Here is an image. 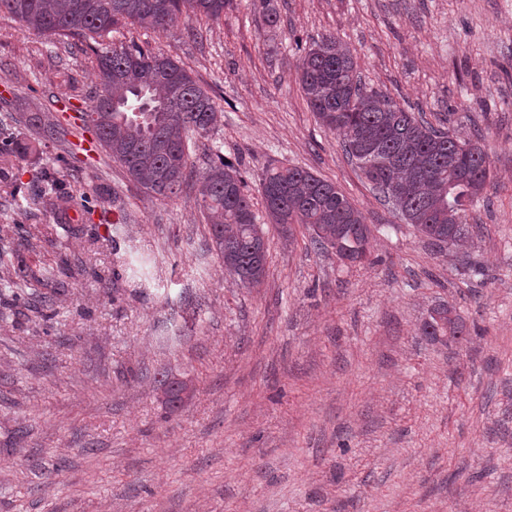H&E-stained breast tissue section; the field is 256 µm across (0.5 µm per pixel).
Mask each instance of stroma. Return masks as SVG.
I'll return each instance as SVG.
<instances>
[{
  "instance_id": "obj_1",
  "label": "stroma",
  "mask_w": 512,
  "mask_h": 512,
  "mask_svg": "<svg viewBox=\"0 0 512 512\" xmlns=\"http://www.w3.org/2000/svg\"><path fill=\"white\" fill-rule=\"evenodd\" d=\"M325 35L369 88L479 139L494 178L470 238L417 234L310 111L297 67ZM109 40L177 58L219 119L192 135L195 179L171 200L106 153L73 168L49 142L0 174L18 184L0 194V512H512V0H235L214 22ZM95 85L82 53L0 18V127L76 121ZM218 152L263 228L257 288L225 273L197 204ZM278 166L362 211L367 263L270 223L261 180ZM44 176L72 195L71 226L32 196ZM21 262L47 304L15 297ZM63 265L62 287L44 279ZM441 302L466 341L423 336ZM168 377L193 388L173 410Z\"/></svg>"
}]
</instances>
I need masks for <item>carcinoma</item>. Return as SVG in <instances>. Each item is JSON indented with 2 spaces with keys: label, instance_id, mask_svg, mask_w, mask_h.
I'll list each match as a JSON object with an SVG mask.
<instances>
[{
  "label": "carcinoma",
  "instance_id": "cac0c4a2",
  "mask_svg": "<svg viewBox=\"0 0 512 512\" xmlns=\"http://www.w3.org/2000/svg\"><path fill=\"white\" fill-rule=\"evenodd\" d=\"M233 0H0V17L76 47L89 55L97 85L81 124L64 126L46 112H29L32 141L0 147V170L34 143L82 138L92 130L112 161L146 193L167 200L192 178L187 135H205L215 126L212 97L170 55L132 43L112 46L105 38L119 24L163 31L187 11L217 20ZM298 80L308 107L320 122L342 135L349 159L372 189L387 197L397 183L404 188L395 204L406 223L440 247L455 246L469 234L471 204L491 182L490 160L477 141H462L417 115L367 90L350 50L332 36L313 42L301 57ZM141 106L140 114L124 111ZM268 218L274 224H303L312 244L332 249L351 263L366 259L369 228L362 213L331 181L299 167H273L261 183ZM200 209L224 271L245 288H257L266 272V244L244 192L239 170L224 156L212 159L200 190ZM57 209L70 197L51 182L41 190ZM423 335L459 343L467 336L452 305L432 309Z\"/></svg>",
  "mask_w": 512,
  "mask_h": 512
}]
</instances>
